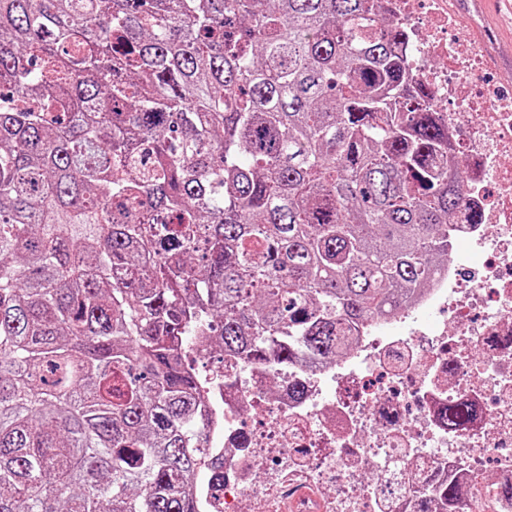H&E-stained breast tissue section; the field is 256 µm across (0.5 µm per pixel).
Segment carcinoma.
Here are the masks:
<instances>
[{"instance_id": "obj_1", "label": "carcinoma", "mask_w": 512, "mask_h": 512, "mask_svg": "<svg viewBox=\"0 0 512 512\" xmlns=\"http://www.w3.org/2000/svg\"><path fill=\"white\" fill-rule=\"evenodd\" d=\"M404 40L379 0H0V512H196L172 337L332 360L480 223Z\"/></svg>"}]
</instances>
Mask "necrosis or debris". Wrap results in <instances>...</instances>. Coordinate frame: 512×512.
<instances>
[{"mask_svg":"<svg viewBox=\"0 0 512 512\" xmlns=\"http://www.w3.org/2000/svg\"><path fill=\"white\" fill-rule=\"evenodd\" d=\"M402 50L428 85L466 163L463 192L481 223L448 228L451 255L402 309L351 328L331 362L265 369L193 347L211 458L205 512H418L454 479L461 512H512V79H484L481 42L457 37L448 0H388ZM472 410L460 427L448 405ZM372 473L370 483L362 476Z\"/></svg>","mask_w":512,"mask_h":512,"instance_id":"1","label":"necrosis or debris"}]
</instances>
